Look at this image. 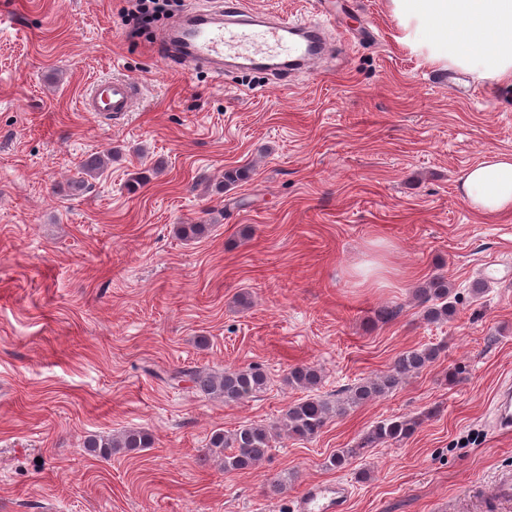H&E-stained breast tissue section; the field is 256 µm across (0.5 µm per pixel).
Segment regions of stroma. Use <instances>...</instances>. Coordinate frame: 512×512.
I'll return each mask as SVG.
<instances>
[{
    "mask_svg": "<svg viewBox=\"0 0 512 512\" xmlns=\"http://www.w3.org/2000/svg\"><path fill=\"white\" fill-rule=\"evenodd\" d=\"M128 7L0 0V512H295L308 485L333 481L353 487L348 512H497L475 488L512 469V435L490 427L512 379V213L475 214L460 179L512 153V86L414 54L389 0H335L329 54L285 80L160 59ZM113 75L142 84L133 112L81 111L88 84ZM111 149L90 190L62 192ZM237 168L248 179L224 185ZM179 224L208 230L184 240ZM388 246L400 275L364 286ZM436 275L460 296L443 323L411 297ZM437 344L392 394L276 440L258 467L201 464L214 432L277 423L303 398L290 367L321 368L330 396ZM255 363L267 388L230 405L168 379ZM399 416L423 422L326 468ZM128 428L153 447L84 453L85 436ZM275 478L286 493L269 494Z\"/></svg>",
    "mask_w": 512,
    "mask_h": 512,
    "instance_id": "stroma-1",
    "label": "stroma"
}]
</instances>
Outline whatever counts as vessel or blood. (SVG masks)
<instances>
[{"mask_svg":"<svg viewBox=\"0 0 512 512\" xmlns=\"http://www.w3.org/2000/svg\"><path fill=\"white\" fill-rule=\"evenodd\" d=\"M328 23L288 20L261 21L242 8L239 0H226L221 22L210 15L192 13L173 21L157 40V50L166 58H180L194 66L223 74L226 60H243L252 67L274 65L284 71L290 65L312 66L326 54ZM141 87L138 82L113 77L94 82L82 108L91 114L121 118L133 111ZM495 429L512 431V385L501 386L493 397ZM493 498L501 507L512 506V473L500 474L490 483ZM350 489L342 483L309 486L296 512H345Z\"/></svg>","mask_w":512,"mask_h":512,"instance_id":"obj_1","label":"vessel or blood"}]
</instances>
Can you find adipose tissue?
I'll use <instances>...</instances> for the list:
<instances>
[{"label": "adipose tissue", "instance_id": "ef3b65f1", "mask_svg": "<svg viewBox=\"0 0 512 512\" xmlns=\"http://www.w3.org/2000/svg\"><path fill=\"white\" fill-rule=\"evenodd\" d=\"M401 43L445 68L485 79H512V0H389ZM465 202L492 218L512 212V154L467 168Z\"/></svg>", "mask_w": 512, "mask_h": 512}]
</instances>
